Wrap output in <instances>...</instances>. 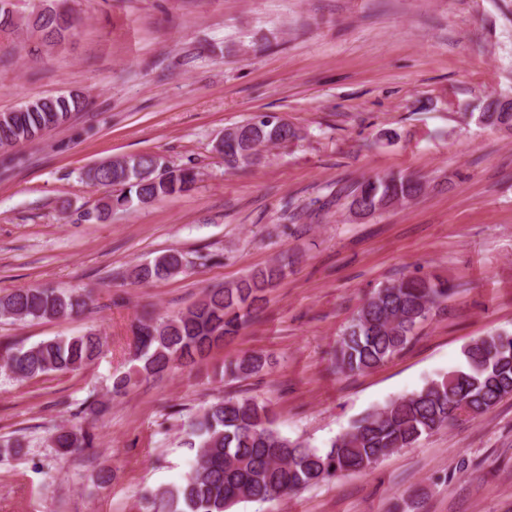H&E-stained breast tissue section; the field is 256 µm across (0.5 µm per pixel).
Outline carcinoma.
<instances>
[{"mask_svg":"<svg viewBox=\"0 0 512 512\" xmlns=\"http://www.w3.org/2000/svg\"><path fill=\"white\" fill-rule=\"evenodd\" d=\"M24 25L39 32L43 44L60 45L72 34L67 11L50 3L20 22L0 0V28ZM86 106L77 95L30 99L17 109L0 112V148H13L65 123ZM488 96L480 106L479 124L499 128L512 125V112L495 111ZM256 136L265 142L298 138V131L269 115L258 122ZM224 162L249 166L243 147L225 145ZM99 185L117 188L99 208L149 203L186 191L197 174L191 168L162 166L153 154L115 157L86 173ZM422 181L386 174L352 184L343 190L349 211L370 215L415 200ZM184 255L171 250L148 263L126 270L130 285L164 280L182 273ZM283 276L274 265L244 279L207 291L184 311L165 317L147 316L134 323L131 370L112 377L111 392L120 395L139 379L156 377L176 364H194L239 335L262 307L265 292ZM452 286L434 275L415 272L374 289L344 326L335 349L336 368L363 373L391 360L410 342L418 324L448 300ZM87 306L82 294L57 293L48 288H19L0 296V318L14 321L71 318ZM105 341L97 333L55 337L29 347H12L6 368L19 379L56 372H76L94 363ZM267 360L249 354L224 363V373L248 378L261 373ZM512 396V333L480 337L462 351V363L447 374L427 381L419 390L373 408L336 436L325 449L282 435L269 403L255 398H218L188 424L187 445L197 449L194 464L182 483L157 490L156 512H231L240 503H264L290 492L328 482L340 475L374 467L382 458L410 448L440 429L474 421ZM55 447H94V437L83 429L60 428L52 436Z\"/></svg>","mask_w":512,"mask_h":512,"instance_id":"1","label":"carcinoma"}]
</instances>
